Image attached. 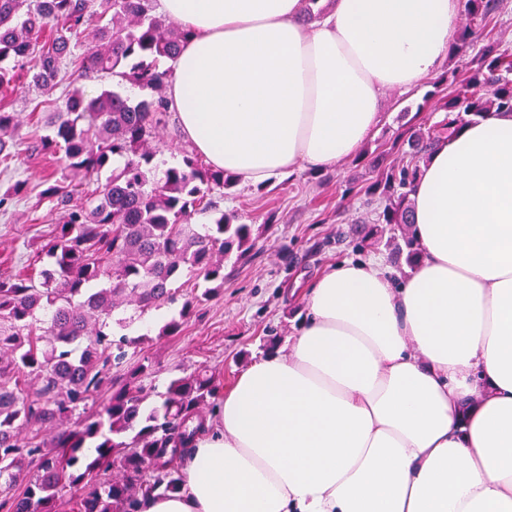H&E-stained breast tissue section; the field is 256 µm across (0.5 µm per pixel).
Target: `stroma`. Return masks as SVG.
Returning a JSON list of instances; mask_svg holds the SVG:
<instances>
[{"mask_svg": "<svg viewBox=\"0 0 512 512\" xmlns=\"http://www.w3.org/2000/svg\"><path fill=\"white\" fill-rule=\"evenodd\" d=\"M76 88L90 96L105 89L140 95L138 88L117 77L86 80L74 66L53 93L30 86L13 94L11 109L18 114L20 136L10 165H0V194L18 180L26 181L27 189L0 208L2 276L39 267L53 227L61 220L60 212L39 195L45 179H61L62 165L55 157L31 151L30 136L35 128H47L63 110L67 93ZM430 88L424 79L407 90H384L380 121L365 150L389 148L401 128L415 120ZM371 180L368 169L354 167L348 157L333 171L298 170L261 185L239 181L214 194L220 211L251 225L255 246L245 256L229 255L223 291L198 306L180 335L141 345L136 359L154 371L150 404H159L173 378L199 366H207L223 387L265 352L269 337L285 347L305 317L302 293L327 266L379 256L394 274H403V258L384 245L362 241L365 221L375 219L380 209L366 192Z\"/></svg>", "mask_w": 512, "mask_h": 512, "instance_id": "1", "label": "stroma"}]
</instances>
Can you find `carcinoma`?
<instances>
[{"label": "carcinoma", "instance_id": "obj_1", "mask_svg": "<svg viewBox=\"0 0 512 512\" xmlns=\"http://www.w3.org/2000/svg\"><path fill=\"white\" fill-rule=\"evenodd\" d=\"M449 56L456 66L433 82L448 97L432 108L444 117L406 126L393 140L399 163L364 153L375 173L371 193L382 209L367 237L420 256L411 229L412 183L434 144L495 111L512 112V46L481 38L504 0H463ZM91 31L96 48L76 55ZM190 33L154 13V0H0V93L24 82L54 91L71 61L84 77L112 74L137 86L132 100L114 90L89 97L72 90L52 133L37 138L60 155L66 177L42 197L64 212L36 273L0 277V512H135L140 499L174 493L188 421L214 407L218 386L208 369L172 380L162 403L149 405L150 366L138 363L116 382L112 370L137 355L148 335H116L139 313L180 305L156 338L177 336L199 303L224 288V260L254 246L252 225L221 213L215 232L192 218L216 208L213 193L234 178L195 154L156 175L153 146L166 117L167 73ZM33 65H27L30 58ZM17 113L0 98V162L11 158ZM117 158L121 166H113ZM111 171L105 182L99 177ZM110 389L105 402L99 396Z\"/></svg>", "mask_w": 512, "mask_h": 512}]
</instances>
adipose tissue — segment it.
I'll use <instances>...</instances> for the list:
<instances>
[{
	"mask_svg": "<svg viewBox=\"0 0 512 512\" xmlns=\"http://www.w3.org/2000/svg\"><path fill=\"white\" fill-rule=\"evenodd\" d=\"M158 0L190 32L167 104L214 168L253 185L328 170L380 95L434 73L461 0ZM406 277L345 260L287 349L221 393L177 493L137 512H512V113L441 139L411 194Z\"/></svg>",
	"mask_w": 512,
	"mask_h": 512,
	"instance_id": "ef3b65f1",
	"label": "adipose tissue"
}]
</instances>
